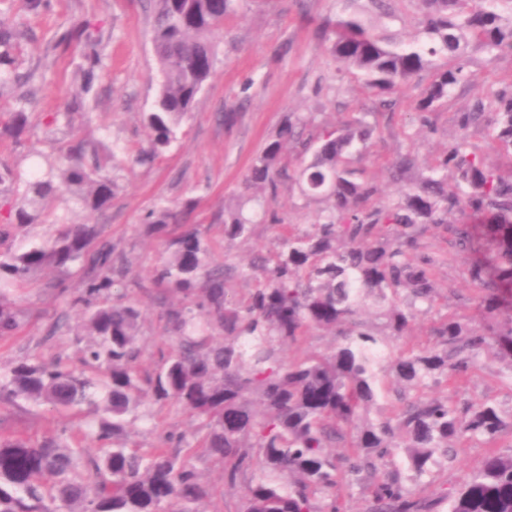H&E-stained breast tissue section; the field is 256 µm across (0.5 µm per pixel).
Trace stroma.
<instances>
[{"label":"stroma","mask_w":512,"mask_h":512,"mask_svg":"<svg viewBox=\"0 0 512 512\" xmlns=\"http://www.w3.org/2000/svg\"><path fill=\"white\" fill-rule=\"evenodd\" d=\"M14 0L8 14L15 25L27 29L29 38L20 49L24 66H38L28 106L31 126L22 140L0 135V168H9L30 178L45 170L69 140L83 139L99 148L104 169H116L118 188L111 206L102 213L66 207L57 198L48 200L41 223L13 227L0 236V253L20 249L28 240H53L60 226L69 223L103 225V236L129 258L125 279L132 299L142 312L140 364L153 370L160 352L173 348L163 331L162 308L153 276L167 247L166 237L148 232L146 215L160 206L179 212L180 222L198 227L210 251L212 264H248L254 254L277 247L281 225L307 226L315 205L305 203L292 189H283L270 207L275 222L254 225L247 242L224 244V204L235 196L254 156L265 141L280 128L292 112L324 114L333 124L347 121L354 112L370 105L368 93L339 73L327 51L328 42L319 27L335 19L339 0H242L238 12L227 17L223 28L212 35L216 58L212 75L200 94L193 112L182 121L176 140L153 163L134 162L136 151L147 146L149 131L144 116L153 108L158 92V63L154 52L149 0H50L47 11L32 14ZM87 18L100 29L98 47L103 68L89 92H81L75 73L82 62V49L51 50L55 38L73 22ZM470 76L456 87L447 104L429 114V125L418 143L402 134L429 76L421 74L402 85L395 95L392 111L378 118V133L372 141L365 167L384 194H397L400 185L391 179L386 160L400 152L413 151L420 159L439 157L458 133V116L484 92L512 84V52L489 56L479 41H470L462 55ZM81 99L82 110L71 128L54 131L43 117L61 111L73 99ZM238 115L226 126L224 115ZM193 208H184L186 199ZM424 252L439 260L437 278L441 298L429 313L421 316L405 342L415 345L428 339L434 323L451 313L473 314L474 292L467 280V254L457 251L449 235L426 231L421 238ZM56 271L44 269L18 293L17 306L23 315L21 329L0 339V364L35 355L45 360L60 358L70 364L79 359L75 334L81 323L80 307L70 305L52 284ZM68 316L61 336L45 340L48 325L59 313ZM494 351H486L472 371L458 400H491L504 414H512V379L501 374ZM150 418L129 428L131 442L150 444L160 431H192L195 420L183 409L152 406ZM75 419L30 405L19 409L0 405V433L38 439L74 425ZM486 454L483 446L464 443L456 450L453 463H441L433 473V488L451 487L467 472L476 470Z\"/></svg>","instance_id":"obj_1"}]
</instances>
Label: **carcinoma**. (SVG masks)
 Returning <instances> with one entry per match:
<instances>
[{"label": "carcinoma", "mask_w": 512, "mask_h": 512, "mask_svg": "<svg viewBox=\"0 0 512 512\" xmlns=\"http://www.w3.org/2000/svg\"><path fill=\"white\" fill-rule=\"evenodd\" d=\"M154 49L160 90L144 123L149 145L135 160L151 163L176 139L177 122L192 111L210 77L213 31L241 0H152ZM345 15L326 23L329 52L340 70L374 96L381 114L395 105L392 91L423 71L432 80L415 105L421 126L427 114L468 80L462 63L468 40L487 53L512 52V0H420L418 30L397 40L387 27L369 26L373 9L390 17L391 0H342ZM25 37L0 19V92H13L16 109L5 131L19 138L30 126L27 89L34 72H20L17 50ZM84 43L78 74L91 90L103 63L93 29L81 21L54 48ZM355 112L341 126L290 113L252 161L243 192L224 208V242L246 241L252 219L245 207L273 202L285 183L318 204L314 222L278 237L276 249L254 257L262 279L239 295L227 287L247 274L232 265H210L200 233L171 238L155 282L182 305L164 313V330L175 347L151 372L137 362L141 311L122 288L128 260L101 240L98 224H67L51 242L0 253V337L20 327L15 294L37 272L53 268L84 273L85 288L72 304L87 309L79 349L82 371L61 359H20L0 367V403L44 405L87 418V430L62 429L42 439L0 434V512H218L208 507L224 488L203 480L197 462L221 468L233 486L256 475L243 512H347V494L358 487L368 512H512V453L496 450L507 426L489 401L458 404L434 390L467 380L481 355L496 351L512 373V174L488 165L473 132L486 130L497 150L512 157V89L475 100L459 116V136L441 159L424 163L411 153L389 162L395 179L407 180L396 198L380 189L360 166L375 126ZM64 162L44 177L24 181L0 170V193L21 197L15 214L23 226L39 220L38 205L60 189L91 212L108 208L118 187L97 152L84 141L61 148ZM465 217L448 223V214ZM150 231L167 233L176 214L162 207L147 215ZM429 229L451 234L475 259L466 269L477 310L497 322L479 328L460 314L432 329L421 347L397 346L411 335L419 315L438 299L436 260L421 250ZM376 309L378 322L362 313ZM332 330L324 353L304 352L286 362L283 345L299 346L313 330ZM224 334L216 342L215 333ZM414 392L391 418L374 421L371 409L384 392L379 374ZM150 404L178 405L199 420L196 432L166 431L148 448L129 442L127 425L145 417ZM91 438L96 447L84 445ZM461 442L489 448L481 466L433 497L417 492L403 474L386 469L399 452L417 477L440 456L453 460ZM349 449L341 457L330 452Z\"/></svg>", "instance_id": "carcinoma-1"}]
</instances>
